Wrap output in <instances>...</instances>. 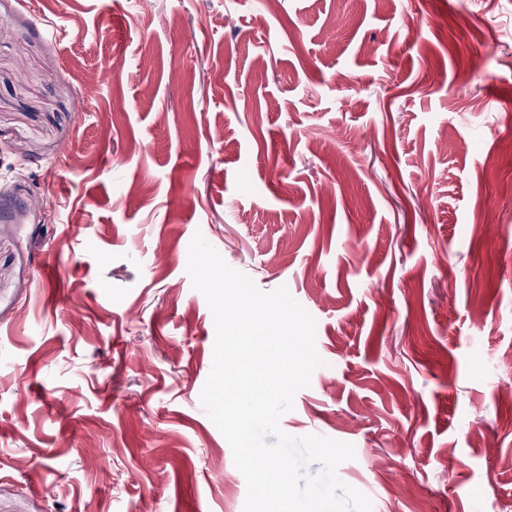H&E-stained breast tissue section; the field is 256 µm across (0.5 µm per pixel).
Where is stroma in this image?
Wrapping results in <instances>:
<instances>
[{
	"mask_svg": "<svg viewBox=\"0 0 512 512\" xmlns=\"http://www.w3.org/2000/svg\"><path fill=\"white\" fill-rule=\"evenodd\" d=\"M512 0H0V512H243L195 234L323 361L373 512H512ZM496 91L499 103L488 93Z\"/></svg>",
	"mask_w": 512,
	"mask_h": 512,
	"instance_id": "obj_1",
	"label": "stroma"
}]
</instances>
